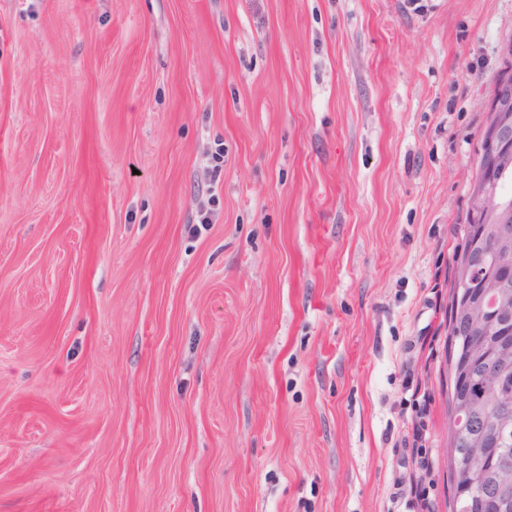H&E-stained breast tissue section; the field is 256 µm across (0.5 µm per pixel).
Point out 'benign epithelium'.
<instances>
[{"mask_svg": "<svg viewBox=\"0 0 512 512\" xmlns=\"http://www.w3.org/2000/svg\"><path fill=\"white\" fill-rule=\"evenodd\" d=\"M504 54L508 59V70L499 79L493 102L488 110L487 127L484 141L480 146L481 175L475 180L471 189L472 221L475 224H499L500 232L508 236L512 228V208L502 204L498 191L500 172L512 166V40L504 46ZM502 278H488L473 281L463 277L459 291L466 292L470 288H479L481 297L495 296L501 289L512 283V264L508 259L502 261ZM463 310L468 320L462 325V331L456 336H464L476 326L487 325L494 321L499 310L481 302H465ZM475 453L483 457L491 455L497 469V494L501 499L512 492V456L501 448V439L479 443Z\"/></svg>", "mask_w": 512, "mask_h": 512, "instance_id": "1", "label": "benign epithelium"}]
</instances>
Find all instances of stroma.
Wrapping results in <instances>:
<instances>
[{"instance_id":"1","label":"stroma","mask_w":512,"mask_h":512,"mask_svg":"<svg viewBox=\"0 0 512 512\" xmlns=\"http://www.w3.org/2000/svg\"><path fill=\"white\" fill-rule=\"evenodd\" d=\"M511 40L512 0H0V512H450ZM504 54L508 59V70L499 79L493 102L488 110L487 127L484 141L480 146L481 175L474 180L471 189L472 221L470 223V208L468 224L462 227L461 250L455 255L456 266L453 284L450 318L448 323L449 340L457 347L458 339L452 336L457 324L461 321L458 301V283L462 277L463 264L467 252H492L498 249L510 251L512 241L501 237L499 231L510 235V227L502 226L499 231L488 229L481 232L480 240L471 234L474 224H511L512 208L505 207L500 199L498 184L500 170L504 172L512 166V40L504 46Z\"/></svg>"}]
</instances>
